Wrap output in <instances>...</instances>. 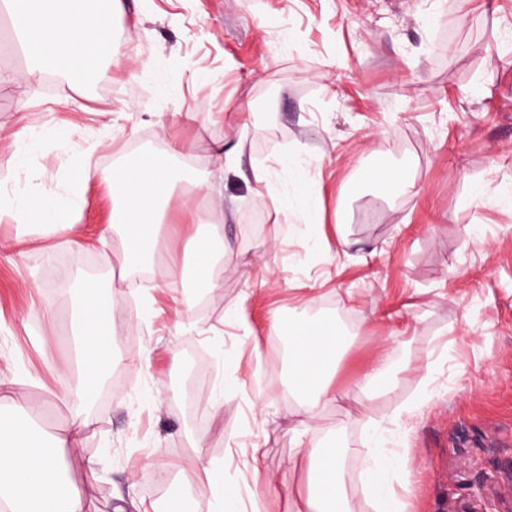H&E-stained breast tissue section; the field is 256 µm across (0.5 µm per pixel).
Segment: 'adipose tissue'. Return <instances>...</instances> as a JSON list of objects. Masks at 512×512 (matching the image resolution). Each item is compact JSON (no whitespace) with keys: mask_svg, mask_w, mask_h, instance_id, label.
I'll return each mask as SVG.
<instances>
[{"mask_svg":"<svg viewBox=\"0 0 512 512\" xmlns=\"http://www.w3.org/2000/svg\"><path fill=\"white\" fill-rule=\"evenodd\" d=\"M123 6V0H0V11L10 16L20 49L32 66L68 74L94 70L103 56H120L113 26ZM178 154L175 148L151 152L141 155L133 165L109 171L85 166L70 181L71 205L66 209L26 189L1 192L0 216L12 219L20 240L34 228L54 237L73 236L85 185L93 179L102 180L112 185V221L124 236L126 266L153 264L158 231L173 190L177 183L195 180L193 174L177 166ZM194 249L199 258L197 288L208 292L220 287L223 241L199 236ZM77 325L79 385L59 387L54 397L63 403L77 391L94 397L104 373L114 363L112 323L105 314L101 290L90 279L81 285ZM340 343L333 319L303 317L288 324L289 383L299 397L288 416L297 436L298 453L306 464L299 495L307 512H353L343 467L347 449L309 435L311 424L324 407L338 399L330 377ZM27 411L25 401L0 381V502L8 505L9 512H83L81 490L65 477L70 467L65 451L82 441L94 418L74 413L64 427L44 436L26 420ZM388 464V457L378 454L366 471L365 491L377 512H402L401 502L383 476Z\"/></svg>","mask_w":512,"mask_h":512,"instance_id":"ef3b65f1","label":"adipose tissue"}]
</instances>
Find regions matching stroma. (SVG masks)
Wrapping results in <instances>:
<instances>
[{
    "label": "stroma",
    "instance_id": "stroma-1",
    "mask_svg": "<svg viewBox=\"0 0 512 512\" xmlns=\"http://www.w3.org/2000/svg\"><path fill=\"white\" fill-rule=\"evenodd\" d=\"M114 39L122 58L54 83L27 69L0 17V71L21 76L0 84L1 188L34 173L38 193L64 204L84 164L110 169L171 144L204 180L177 186L167 221L180 232L160 236L138 281L121 236L99 240L112 221L106 183L84 189L81 246L33 235L20 249L14 224L0 221V379L42 430L69 419L52 393L73 357L67 333L85 262L99 267L121 378L66 451L84 512L134 499L165 512L178 494L206 502L196 474L209 465L250 498L245 462L257 443L268 479L260 512H294L296 399L280 314L335 317L346 340L333 378L340 399L310 434L352 448L355 512H373L362 473L379 424L404 512H452L511 474L512 0H126ZM25 129L42 138L19 164ZM234 143L230 168L222 148ZM289 153L318 196L317 227L298 238L288 227L299 214L271 200L297 194L276 164ZM379 157L411 192L358 184ZM258 167L272 170L270 186L254 182ZM210 209L222 213L216 231L232 258L223 286L199 298L187 243L196 213ZM146 296L156 309L147 319ZM237 307L246 320L228 321ZM392 336L394 385L367 398L362 377ZM230 355L241 390L217 408L210 397Z\"/></svg>",
    "mask_w": 512,
    "mask_h": 512
}]
</instances>
